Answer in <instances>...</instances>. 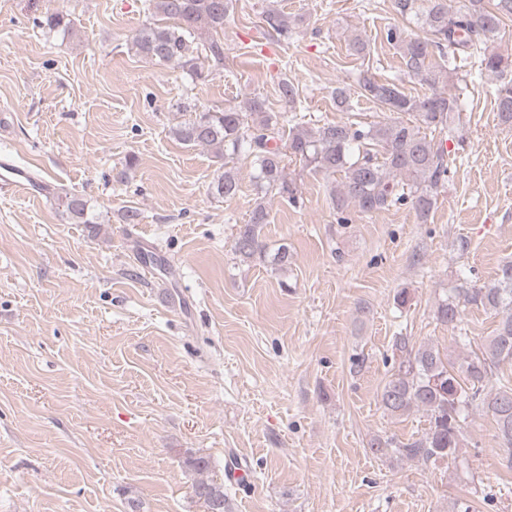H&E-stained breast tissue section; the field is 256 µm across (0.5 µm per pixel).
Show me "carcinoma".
Here are the masks:
<instances>
[{"label":"carcinoma","instance_id":"obj_1","mask_svg":"<svg viewBox=\"0 0 512 512\" xmlns=\"http://www.w3.org/2000/svg\"><path fill=\"white\" fill-rule=\"evenodd\" d=\"M233 0H144L147 21L136 30L132 47L143 59L155 64H171L191 75H202L203 62L193 55L191 44L203 33L224 30ZM406 25L390 26L386 41L401 51L404 74L420 77L432 91L421 97L406 94L399 80L381 81L368 72H359L356 91L337 86L331 97L340 112L353 109L357 95L387 113L383 122L370 125L350 120L325 124L315 130L297 123L301 104L299 87L286 79L277 84L275 94L288 107L286 112L269 111L267 100L253 97L243 108L205 110L176 126L175 138L188 146L215 149L224 160V172L210 186L218 197L233 198L240 192L238 168L232 161H250L257 198L249 222L240 226L232 248L244 262L265 259L267 246L261 230L268 223L265 199L279 196L294 205L298 190L285 172V158L294 156L330 178L329 196L338 214L337 223L350 206L370 215L396 205H412L422 223H427L436 197L448 181L447 151L442 143L427 138L424 130L445 132L459 111L458 98L437 89L448 70L462 55L479 54L486 69L497 77L496 112L501 124L512 125V55L495 50L504 19L512 17V0H461L455 10L448 0H395ZM268 28L288 40L299 20L288 14L262 12ZM50 30H67L68 15L60 10L46 12L42 21ZM414 25L424 36H410ZM205 59L224 64V41L210 37ZM412 114L417 123L400 118ZM73 224H91L87 201L62 188L54 193ZM481 307L501 316L494 334L480 351L470 352L454 362L432 345L413 347L404 336L394 342L398 364L378 392L381 406L393 416L413 408L425 411L428 429L406 442L372 437L368 448L375 454L392 452L401 458L423 462L457 457L463 441L462 415L471 407L491 414L497 437L512 462V377L496 373L504 362L512 363V262L504 264L495 283L489 286L454 289L435 310L437 321L452 328L460 320V304ZM198 474L192 483L193 497L206 512H229L224 485L209 477L211 463L204 456L187 458Z\"/></svg>","mask_w":512,"mask_h":512}]
</instances>
